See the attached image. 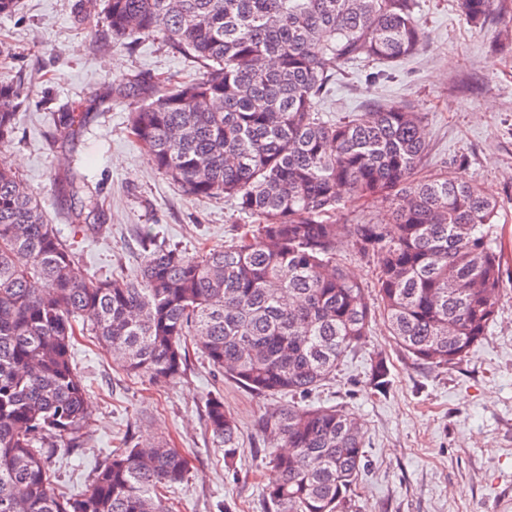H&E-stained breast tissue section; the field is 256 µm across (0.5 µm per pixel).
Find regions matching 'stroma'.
<instances>
[{
    "instance_id": "35a3bbf8",
    "label": "stroma",
    "mask_w": 512,
    "mask_h": 512,
    "mask_svg": "<svg viewBox=\"0 0 512 512\" xmlns=\"http://www.w3.org/2000/svg\"><path fill=\"white\" fill-rule=\"evenodd\" d=\"M102 9L83 0H20L13 14L0 16V77L20 80L23 91L6 157L85 265L101 277H133L144 261L142 235L193 254L231 244L243 221L227 199L183 196L129 135L127 101L99 100V92L134 75L155 82L200 71L156 36L137 37L130 49L113 44ZM417 17L427 35L419 54L373 85L370 67L345 69L319 110L335 119L393 100L421 112L430 143L426 167L460 168L499 201L498 234L512 263V0H496L477 27L455 0H419ZM66 111L92 119L75 148L50 147L52 115ZM74 166L101 203L90 218L100 230L90 239L67 229L68 204L53 190L58 174ZM378 355L389 368L380 392L368 385ZM73 360L95 426L85 447L53 461L71 492L85 489L114 437L126 432L140 442L169 440L189 459L187 480L172 490L176 512H265L263 487L272 472L258 421L287 397L250 392L194 356L175 382L132 378L86 337L75 344ZM216 392L240 423L242 450L230 468L205 425V402ZM307 401L345 408L365 424L364 512H512V283L487 339L459 368L415 362L378 317L366 345Z\"/></svg>"
}]
</instances>
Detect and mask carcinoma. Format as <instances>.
<instances>
[{"mask_svg": "<svg viewBox=\"0 0 512 512\" xmlns=\"http://www.w3.org/2000/svg\"><path fill=\"white\" fill-rule=\"evenodd\" d=\"M495 0H457L474 26ZM418 0H105L112 40L159 36L202 67L188 80L133 76L129 132L156 171L191 200L231 197L251 224L226 247L195 254L145 235L135 277L97 279L45 220L40 199L8 166L20 83L0 80V512H175L169 489L187 458L166 441L124 434L91 483L69 497L51 459L86 444L94 418L72 362L81 329L123 370L154 382L185 375L190 350L260 395L305 397L368 341L365 288L336 262L351 240L376 267L378 309L396 345L453 370L486 340L509 272L496 235L500 204L461 171L423 172L421 113L399 101L336 122L318 103L352 62L393 64L419 52ZM86 115L54 114L50 146L74 142ZM55 189L81 205L68 223L87 237L99 201L84 177ZM383 197L390 225L340 217L342 191ZM386 360L369 384H387ZM206 428L224 464L239 455L224 396L206 400ZM264 440L284 444L263 492L268 512H363L365 425L334 407L265 413Z\"/></svg>", "mask_w": 512, "mask_h": 512, "instance_id": "1", "label": "carcinoma"}]
</instances>
